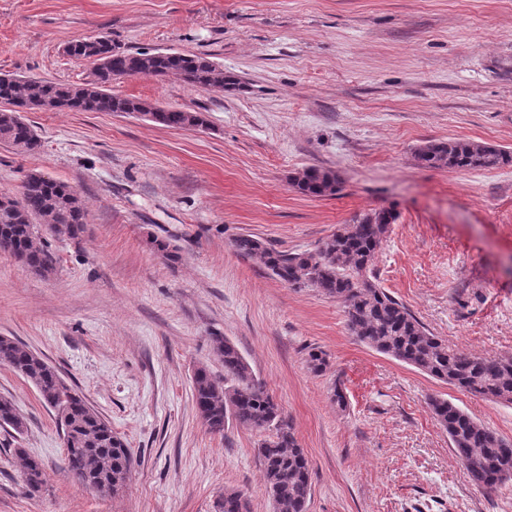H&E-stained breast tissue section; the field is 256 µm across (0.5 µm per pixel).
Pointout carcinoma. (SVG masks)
<instances>
[{
    "instance_id": "1",
    "label": "carcinoma",
    "mask_w": 512,
    "mask_h": 512,
    "mask_svg": "<svg viewBox=\"0 0 512 512\" xmlns=\"http://www.w3.org/2000/svg\"><path fill=\"white\" fill-rule=\"evenodd\" d=\"M66 52L93 61V79L81 86H60L36 78L0 76V103L5 105L0 109V140L19 153L41 146L35 130L20 116L26 110L151 111L145 101L109 92L117 74L159 79L175 76L192 87L221 90L238 84L206 55L115 53L96 37L76 39ZM154 123L175 129L203 128L208 119L203 112L171 107L158 113ZM415 159L428 168L480 170L511 164L512 152L475 141L448 140L420 147ZM293 186L306 195L332 194L336 175L310 167L294 178ZM84 214V201L72 186L32 171L23 180L20 196L0 194V251L22 259L30 271L47 276L55 267L47 238L78 237L84 230ZM394 221L395 215L387 210L367 214L303 251L279 250L253 234L236 236L232 247L289 287L316 288L335 299L343 308L351 335L367 347L473 395L512 404V359L449 348L377 283L373 275L376 254ZM210 340L213 353L224 366V380L213 377L204 366L193 373V397L203 425L210 433L222 435L234 422L263 436L258 457L274 512H306L311 469L291 421L236 346L217 333ZM0 365L29 382L45 406L55 411L63 432L67 473L87 487L104 481L112 485L113 494L122 492L131 474L130 449L85 398L65 383L53 365L8 336H0ZM428 405L476 487L494 491L512 480L511 440L475 423L446 399L432 397ZM0 427L19 435L27 430L26 419L6 396H0ZM17 456L26 486L39 491L42 461L22 448L17 449ZM218 508L219 512H250L246 494L237 489L224 490Z\"/></svg>"
}]
</instances>
